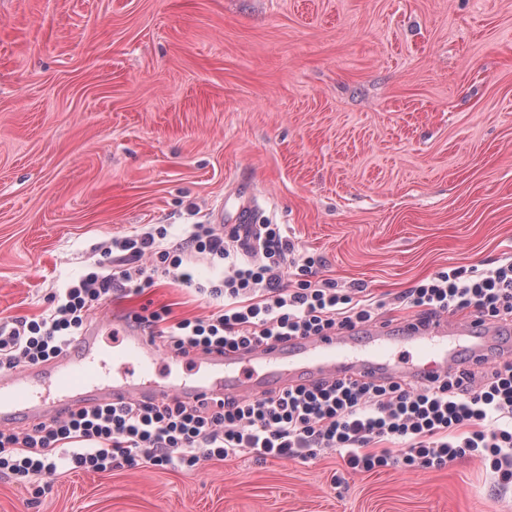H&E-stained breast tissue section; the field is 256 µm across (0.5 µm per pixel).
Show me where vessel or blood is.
Wrapping results in <instances>:
<instances>
[{
  "mask_svg": "<svg viewBox=\"0 0 512 512\" xmlns=\"http://www.w3.org/2000/svg\"><path fill=\"white\" fill-rule=\"evenodd\" d=\"M502 334L499 324L487 320L439 316L422 324L409 318L394 329L380 323L247 355H205L195 358L193 378L176 374L157 383L149 374L159 357L174 367L182 365V357L161 353L133 319L103 318L90 321L74 348L56 361L0 374V428L32 425L67 408L145 397L191 402L227 394L257 397L336 376L421 381L481 363L487 340ZM456 336L472 337L474 343L457 349L452 345Z\"/></svg>",
  "mask_w": 512,
  "mask_h": 512,
  "instance_id": "obj_1",
  "label": "vessel or blood"
}]
</instances>
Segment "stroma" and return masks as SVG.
Wrapping results in <instances>:
<instances>
[{
  "mask_svg": "<svg viewBox=\"0 0 512 512\" xmlns=\"http://www.w3.org/2000/svg\"><path fill=\"white\" fill-rule=\"evenodd\" d=\"M318 276L395 302L512 253V0H0V319L42 313L114 238L233 223L237 182ZM214 302L172 280L95 305ZM0 512H512L482 463L337 453L64 471Z\"/></svg>",
  "mask_w": 512,
  "mask_h": 512,
  "instance_id": "1",
  "label": "stroma"
}]
</instances>
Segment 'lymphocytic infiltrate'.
<instances>
[{
  "mask_svg": "<svg viewBox=\"0 0 512 512\" xmlns=\"http://www.w3.org/2000/svg\"><path fill=\"white\" fill-rule=\"evenodd\" d=\"M168 230L112 240L97 262L51 307L35 317L0 323V373L60 357L80 335L95 303L117 291L141 292L167 278L219 302L210 315L174 319L169 308L134 313L163 349L183 355L248 351L301 337L367 327L382 300L362 286L312 280L319 258L298 254L281 225L255 233V260H240L235 234L213 224L191 225L166 245ZM154 252L152 267L139 266ZM225 265L222 279L196 284L198 261ZM294 276L293 287L282 285ZM401 309L428 321L448 313L512 324V257L490 271L451 266L399 297ZM333 451L348 468L440 469L459 458L481 461L502 487L512 486V359L497 357L481 375L448 372L431 385L389 378H330L291 385L262 398L227 397L195 403L129 401L90 405L26 432L0 431V475L44 494L59 465L105 473L124 466L196 469L247 453L266 461L304 460Z\"/></svg>",
  "mask_w": 512,
  "mask_h": 512,
  "instance_id": "obj_1",
  "label": "lymphocytic infiltrate"
}]
</instances>
